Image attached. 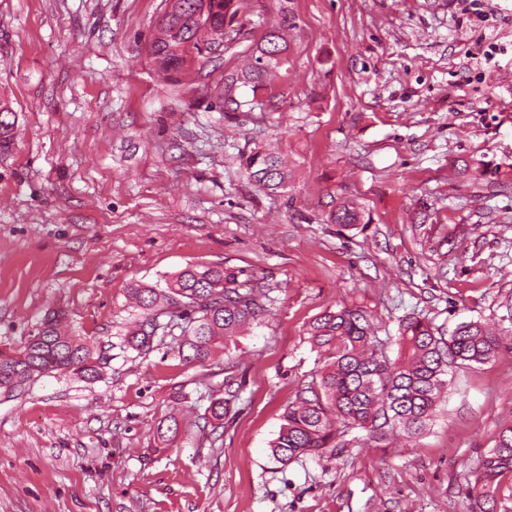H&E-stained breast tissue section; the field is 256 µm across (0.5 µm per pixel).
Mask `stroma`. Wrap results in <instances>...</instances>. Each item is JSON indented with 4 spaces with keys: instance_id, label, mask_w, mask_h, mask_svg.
<instances>
[{
    "instance_id": "1",
    "label": "stroma",
    "mask_w": 512,
    "mask_h": 512,
    "mask_svg": "<svg viewBox=\"0 0 512 512\" xmlns=\"http://www.w3.org/2000/svg\"><path fill=\"white\" fill-rule=\"evenodd\" d=\"M164 0H0V350L51 309L107 360L0 391V512H483L468 470L512 414V0H248L244 28L172 76L149 56ZM291 13L288 62L249 112L224 72ZM280 153L271 193L240 158ZM350 198L363 223H329ZM240 271L271 303L205 366L140 318L131 284L187 265ZM379 337L420 317L437 335L495 328L483 364L452 368L416 437L354 429L335 453L272 458L286 405L322 359L326 309ZM238 398L213 440L225 376ZM178 421L177 433L166 430Z\"/></svg>"
}]
</instances>
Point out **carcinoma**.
Returning a JSON list of instances; mask_svg holds the SVG:
<instances>
[{
    "label": "carcinoma",
    "mask_w": 512,
    "mask_h": 512,
    "mask_svg": "<svg viewBox=\"0 0 512 512\" xmlns=\"http://www.w3.org/2000/svg\"><path fill=\"white\" fill-rule=\"evenodd\" d=\"M178 8L168 14L163 28L155 29L150 43L154 66L164 72L186 65L192 51L202 52L199 33H208L209 43L237 33L234 25L246 0H177ZM293 17L270 23L252 49L251 62L242 69L224 73V108L239 112L254 108L256 99L243 100L237 91L248 87L252 95L267 89L271 78L287 61L288 41L284 28ZM16 113L0 105V148L10 142ZM248 180L255 186L277 192L286 188L289 174L281 158L266 150L242 157ZM330 220L334 224H359L362 215L355 202L339 204ZM129 296L142 311L141 320L125 334L128 346L147 352L153 348L159 318L181 328V359L204 366L214 348L236 336L239 330L268 311L265 293L236 273L222 267L190 265L174 274L164 289L138 284ZM311 344L328 352L330 362L297 391L288 402L278 436L271 445L276 462L285 465L301 457L336 450V439L346 431L362 429L380 439L396 429L416 435L431 419L445 384L448 369L481 364L495 357L500 341L478 321L460 323L448 337L437 336L420 318L402 322L392 343L395 358L372 330L364 316L354 310H327L309 325ZM104 358L80 336L63 329V314L45 315L38 333L12 354L0 356V389L10 391L34 377L68 371L85 380L100 377ZM210 404L211 417L224 420L234 394ZM512 476V421L502 424L494 446L481 459L468 491L484 503H495L500 479Z\"/></svg>",
    "instance_id": "1"
}]
</instances>
